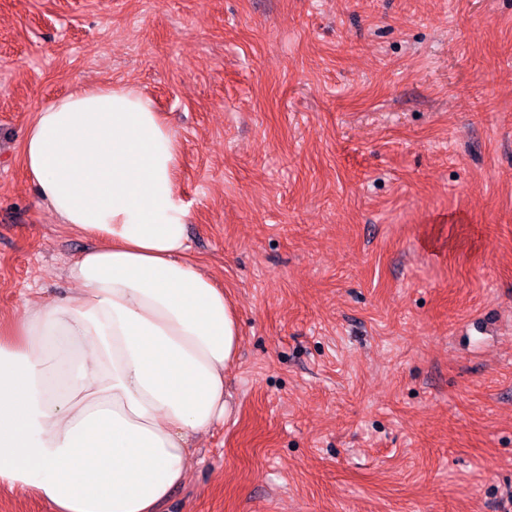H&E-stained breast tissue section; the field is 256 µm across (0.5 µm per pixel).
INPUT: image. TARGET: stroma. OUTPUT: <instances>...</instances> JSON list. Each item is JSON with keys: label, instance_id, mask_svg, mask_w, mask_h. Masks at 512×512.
Segmentation results:
<instances>
[{"label": "stroma", "instance_id": "1", "mask_svg": "<svg viewBox=\"0 0 512 512\" xmlns=\"http://www.w3.org/2000/svg\"><path fill=\"white\" fill-rule=\"evenodd\" d=\"M132 85L239 316L232 412L160 512H512V0H0V321L91 241L22 157Z\"/></svg>", "mask_w": 512, "mask_h": 512}]
</instances>
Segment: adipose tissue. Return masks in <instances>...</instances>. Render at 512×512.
I'll return each instance as SVG.
<instances>
[{
    "instance_id": "1",
    "label": "adipose tissue",
    "mask_w": 512,
    "mask_h": 512,
    "mask_svg": "<svg viewBox=\"0 0 512 512\" xmlns=\"http://www.w3.org/2000/svg\"><path fill=\"white\" fill-rule=\"evenodd\" d=\"M179 147L128 86L36 111L26 172L60 224L96 240L66 296L0 327V486L52 512H157L192 442L230 413L239 320L190 256Z\"/></svg>"
}]
</instances>
